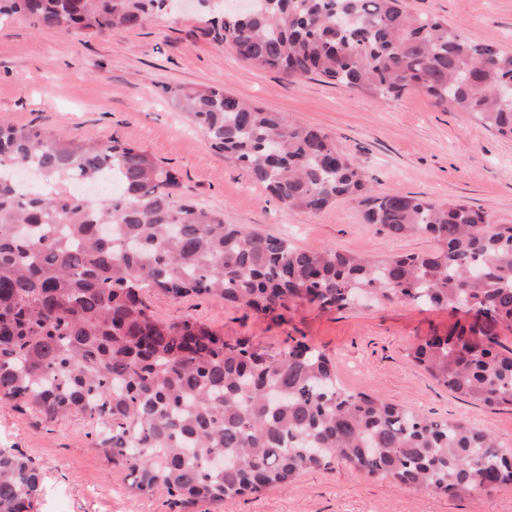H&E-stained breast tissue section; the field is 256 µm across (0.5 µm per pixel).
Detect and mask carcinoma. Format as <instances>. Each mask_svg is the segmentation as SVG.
<instances>
[{
	"instance_id": "carcinoma-1",
	"label": "carcinoma",
	"mask_w": 512,
	"mask_h": 512,
	"mask_svg": "<svg viewBox=\"0 0 512 512\" xmlns=\"http://www.w3.org/2000/svg\"><path fill=\"white\" fill-rule=\"evenodd\" d=\"M164 0H0V21L91 37L141 24ZM245 17L205 20L212 39L256 68L387 97L418 91L512 139V53L473 42L401 0H253ZM338 14L348 18L340 30ZM210 146L287 209L338 198L365 206L392 237L436 249L368 258L300 248L226 224L183 197L179 177L136 145L36 125H0V403L54 422L80 414L97 447L141 495L220 502L286 485L341 461L401 488L453 495L512 485V451L488 429L435 420L343 387L326 353L289 336L278 351L186 318L158 319L152 293L246 306L280 319L303 301L448 306L467 315L408 353L440 386L512 407V224L462 201L372 194L359 168L317 130L289 124L217 86L165 85ZM99 187L22 198L8 171ZM219 453L224 467L208 458ZM38 469L0 450V512H34Z\"/></svg>"
}]
</instances>
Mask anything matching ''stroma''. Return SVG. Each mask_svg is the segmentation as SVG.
<instances>
[{"instance_id":"1","label":"stroma","mask_w":512,"mask_h":512,"mask_svg":"<svg viewBox=\"0 0 512 512\" xmlns=\"http://www.w3.org/2000/svg\"><path fill=\"white\" fill-rule=\"evenodd\" d=\"M456 33L512 52V0H403ZM192 9L162 12L145 24L85 41L39 32L23 16L0 26V124H36L88 138L116 137L177 169L183 193L223 216L296 246L335 247L368 257L424 253L420 236L392 237L365 223L363 206L339 200L317 212L288 210L209 145L186 116L162 98L164 84L221 86L280 113L291 124L326 133L377 194L463 201L512 224V140L466 113L442 109L425 94L386 98L322 78L288 80L259 69L211 40ZM148 300L164 321L190 317L225 338L277 350L286 335L323 350L341 384L437 420H464L493 431L512 448V407L487 408L437 385L407 356L420 338L447 331L448 308L379 303L346 311L290 304L282 320L251 309L160 293ZM95 427L79 416L45 422L34 408L0 404V450L29 458L44 474L36 512H512V487L443 494L409 491L342 463L311 469L285 487L224 500L175 504L144 496L125 471L95 447Z\"/></svg>"}]
</instances>
